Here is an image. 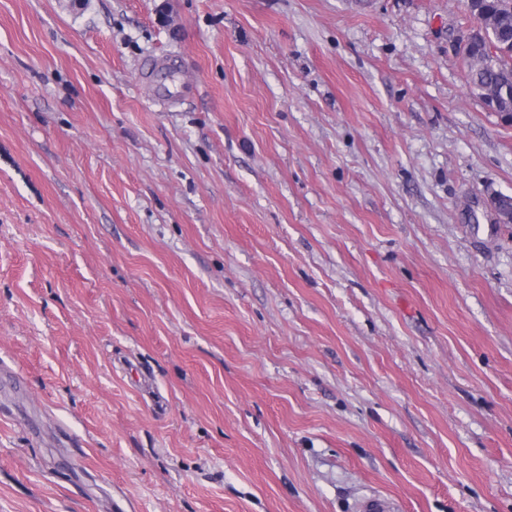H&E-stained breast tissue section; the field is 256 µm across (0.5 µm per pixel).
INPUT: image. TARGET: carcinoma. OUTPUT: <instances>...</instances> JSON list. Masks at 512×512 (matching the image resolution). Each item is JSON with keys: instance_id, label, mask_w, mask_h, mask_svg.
<instances>
[{"instance_id": "obj_1", "label": "carcinoma", "mask_w": 512, "mask_h": 512, "mask_svg": "<svg viewBox=\"0 0 512 512\" xmlns=\"http://www.w3.org/2000/svg\"><path fill=\"white\" fill-rule=\"evenodd\" d=\"M491 37H472L461 51L470 90L486 105L496 99L512 109V0H477Z\"/></svg>"}]
</instances>
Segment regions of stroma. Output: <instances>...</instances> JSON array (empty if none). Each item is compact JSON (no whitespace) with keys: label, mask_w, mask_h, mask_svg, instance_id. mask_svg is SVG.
<instances>
[{"label":"stroma","mask_w":512,"mask_h":512,"mask_svg":"<svg viewBox=\"0 0 512 512\" xmlns=\"http://www.w3.org/2000/svg\"><path fill=\"white\" fill-rule=\"evenodd\" d=\"M465 0H0V512H512V124Z\"/></svg>","instance_id":"35a3bbf8"}]
</instances>
